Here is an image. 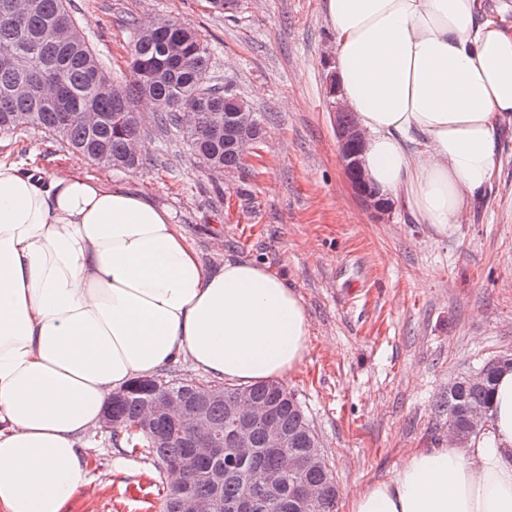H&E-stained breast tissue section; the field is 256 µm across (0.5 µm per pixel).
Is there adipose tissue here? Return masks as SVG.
<instances>
[{
  "mask_svg": "<svg viewBox=\"0 0 512 512\" xmlns=\"http://www.w3.org/2000/svg\"><path fill=\"white\" fill-rule=\"evenodd\" d=\"M336 80L386 197L439 234L491 187L512 124V27L480 0H323ZM288 283L206 267L168 211L80 175L0 161V512H63L90 483L86 438L113 395L185 361L238 385L308 350ZM348 512H512V369L482 430L409 454Z\"/></svg>",
  "mask_w": 512,
  "mask_h": 512,
  "instance_id": "1",
  "label": "adipose tissue"
}]
</instances>
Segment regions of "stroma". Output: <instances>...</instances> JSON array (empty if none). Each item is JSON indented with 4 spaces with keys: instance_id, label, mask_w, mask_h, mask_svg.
Returning a JSON list of instances; mask_svg holds the SVG:
<instances>
[{
    "instance_id": "1",
    "label": "stroma",
    "mask_w": 512,
    "mask_h": 512,
    "mask_svg": "<svg viewBox=\"0 0 512 512\" xmlns=\"http://www.w3.org/2000/svg\"><path fill=\"white\" fill-rule=\"evenodd\" d=\"M108 70L125 69L129 18L174 17L207 43L211 72L261 116L257 153L213 174L144 113L148 162L85 163L80 175L167 209L199 254L264 265L303 298L308 352L284 383L304 403L339 488L336 512L412 451L445 443L435 414L451 378L512 352V124L499 130L491 190L445 235L401 207L376 221L352 190L326 96L334 37L322 0H242L234 17L207 0H70ZM72 152L42 132L0 141V159L53 177ZM91 482L65 512H161L151 459L88 436Z\"/></svg>"
}]
</instances>
